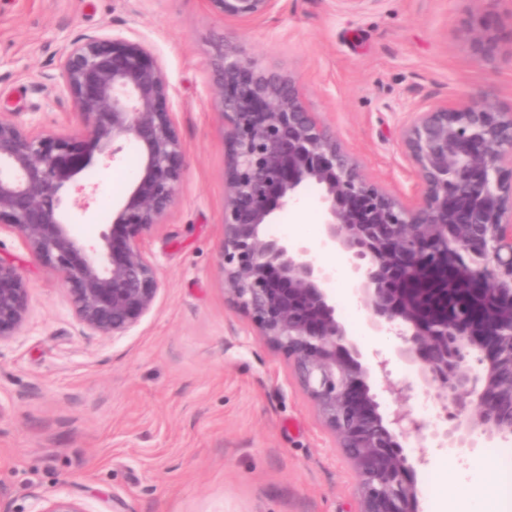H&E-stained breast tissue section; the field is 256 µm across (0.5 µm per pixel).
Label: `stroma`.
Here are the masks:
<instances>
[{
	"label": "stroma",
	"instance_id": "1",
	"mask_svg": "<svg viewBox=\"0 0 512 512\" xmlns=\"http://www.w3.org/2000/svg\"><path fill=\"white\" fill-rule=\"evenodd\" d=\"M489 30L499 51L477 57L471 35ZM96 31L137 34L163 66L184 168L162 224L147 241L158 291L128 335L109 337L75 317L57 275L9 231L0 256L22 266L30 309L0 342V512H33L37 497L70 494L89 512H355L354 471L296 383L287 355L269 347L225 297L218 266L224 210V137L210 94L208 61L231 46L291 76L311 111L354 155L366 176L408 191L402 143L410 110L450 98H494L512 107V16L477 0H278L265 18L241 24L206 0H0V104L45 130L72 117L57 78L58 53ZM138 169L120 163L86 178L97 203L74 225L97 239ZM271 232L312 243L322 233L316 194L279 214ZM336 316L364 354L388 358L370 385L382 413L397 408L389 381L412 379L401 341L374 332L337 252ZM428 443L417 469L419 512H440L441 472L463 471L462 512L488 486L512 481L504 449Z\"/></svg>",
	"mask_w": 512,
	"mask_h": 512
}]
</instances>
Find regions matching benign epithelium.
<instances>
[{"mask_svg":"<svg viewBox=\"0 0 512 512\" xmlns=\"http://www.w3.org/2000/svg\"><path fill=\"white\" fill-rule=\"evenodd\" d=\"M223 18L252 21L278 0H207ZM494 35L472 37L480 56ZM212 99L227 148L219 264L229 305L267 344L288 354L295 379L335 436L358 486L356 512H418L416 465L403 442L430 424L407 408L416 384L442 402L451 447L474 436L512 437V110L459 98L413 109L403 148L414 168L411 196L368 178L305 104L297 82L233 49L209 60ZM59 70L76 124L48 132L0 115V227L51 269L78 320L124 336L152 308L156 267L146 235L170 207L184 148L162 66L139 39L85 33L62 48ZM131 144L138 171L95 242L73 235L69 210L87 211L97 186L83 174L121 159ZM318 193L316 245L268 232L277 213ZM317 249L345 255L376 332L402 340L418 382L391 388L399 407L380 411L371 366L333 303L336 269ZM30 306L22 267L0 257V341ZM34 512H88L71 496Z\"/></svg>","mask_w":512,"mask_h":512,"instance_id":"1","label":"benign epithelium"}]
</instances>
